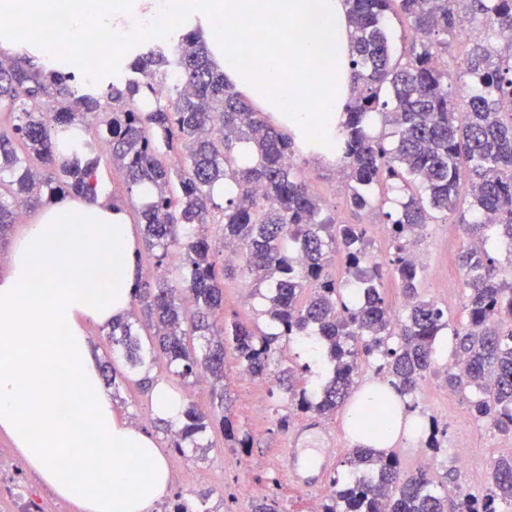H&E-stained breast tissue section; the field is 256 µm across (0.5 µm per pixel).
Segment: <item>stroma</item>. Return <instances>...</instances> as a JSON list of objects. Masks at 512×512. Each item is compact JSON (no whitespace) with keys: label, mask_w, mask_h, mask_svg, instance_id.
I'll return each instance as SVG.
<instances>
[{"label":"stroma","mask_w":512,"mask_h":512,"mask_svg":"<svg viewBox=\"0 0 512 512\" xmlns=\"http://www.w3.org/2000/svg\"><path fill=\"white\" fill-rule=\"evenodd\" d=\"M295 162L302 172L311 177L312 190L325 209L334 213L339 222L362 224L374 229L378 215L356 213L346 204L345 186L339 164L315 162L309 154L297 152ZM466 240L462 225L455 218L428 225L421 236L411 243V250L420 255L425 269L419 286L422 297L441 307L450 323L462 325L467 318L463 274L455 257ZM267 303L258 295L247 276L241 271L224 278V316L258 326H266L263 314ZM227 372L233 373L230 383L232 405L241 432L252 439L249 452L227 447L221 432L213 431L207 437L203 452L188 451L187 467H180L175 451H168L171 471V493L187 494L193 490H208L211 503L218 512H252L253 491L267 494L277 492L282 512H316L330 492L329 484L316 489H297L288 483L287 460L290 430L277 428L275 409L285 408L288 398L280 390L276 378L262 383L237 376L235 360H228ZM438 388L431 396L416 395L415 413L422 420L437 419L444 431L442 452L435 458L431 471L435 478L450 477L463 490L474 496L486 494L492 459L512 452V432L497 431L487 420L475 419L459 393L449 392L444 382L445 365L439 364L431 372ZM116 407L130 423L154 430L156 418L149 410L146 393L135 382L120 380ZM467 457L468 467H459L458 457Z\"/></svg>","instance_id":"35a3bbf8"}]
</instances>
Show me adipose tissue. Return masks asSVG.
<instances>
[{
	"mask_svg": "<svg viewBox=\"0 0 512 512\" xmlns=\"http://www.w3.org/2000/svg\"><path fill=\"white\" fill-rule=\"evenodd\" d=\"M193 6L224 80L334 161L336 116L351 96L344 0H0L33 21L67 15L71 35L112 24L121 50ZM138 241L124 211L80 196L39 207L0 277V429L81 512H155L170 485L156 437L118 416L86 329L124 319ZM67 467H60V460Z\"/></svg>",
	"mask_w": 512,
	"mask_h": 512,
	"instance_id": "1",
	"label": "adipose tissue"
}]
</instances>
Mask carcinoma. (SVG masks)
I'll return each instance as SVG.
<instances>
[{
  "label": "carcinoma",
  "instance_id": "cac0c4a2",
  "mask_svg": "<svg viewBox=\"0 0 512 512\" xmlns=\"http://www.w3.org/2000/svg\"><path fill=\"white\" fill-rule=\"evenodd\" d=\"M350 23L353 96L336 124V153L347 182V205L379 210L391 225L392 276L410 299L400 319L387 302L382 264L365 254L361 224H338L312 192L309 178L286 163L299 148L295 138L269 123L224 82L196 29L177 43L133 49L130 76L105 84L79 83L65 63L52 64L35 45L0 51V238L17 223L18 206L42 200L99 194L98 145L108 144L124 172L127 194L152 189L138 210L143 242L161 270L156 285L139 282L133 297L141 316L112 323L111 356L101 365L106 384L114 362L142 387L154 385L155 353L168 374L185 386L203 378L213 406L188 405L171 431L180 455L198 448L209 429H219L232 448L249 451L239 436L227 395L225 360L232 354L251 376L266 378L291 337L315 336L331 362L316 398L292 368L280 370L288 410L277 425L288 428L296 412H336L359 386L358 360L371 358L376 374L402 398L414 396L435 366L440 337H453L448 386L463 393L468 410L502 431H512V0H346ZM402 14L418 35L405 61L393 58L387 17ZM485 25L484 39L464 54L462 70L442 63L459 38L464 19ZM466 79L470 93L459 102L455 88ZM380 114L393 140L371 133ZM69 146L67 157L56 145ZM251 145L253 158L237 146ZM468 170L469 205L460 209L461 169ZM218 183L232 192L219 202ZM458 215L468 240L458 255L464 273L468 318L452 327L435 303L420 299L423 270L409 259L410 238L428 224ZM507 246L500 265L487 247ZM231 245L240 269L257 284L270 283L263 310L270 331L226 321L224 275L216 257ZM342 255L347 277L328 271ZM151 331L143 343L138 328ZM393 402L379 397L361 412L358 427L378 435L393 419ZM350 466L362 476L333 487L321 512H505L512 506V454L493 459L490 487L478 498L449 495L426 469H402L396 453L351 450ZM211 493H178L169 512H213Z\"/></svg>",
  "mask_w": 512,
  "mask_h": 512
}]
</instances>
